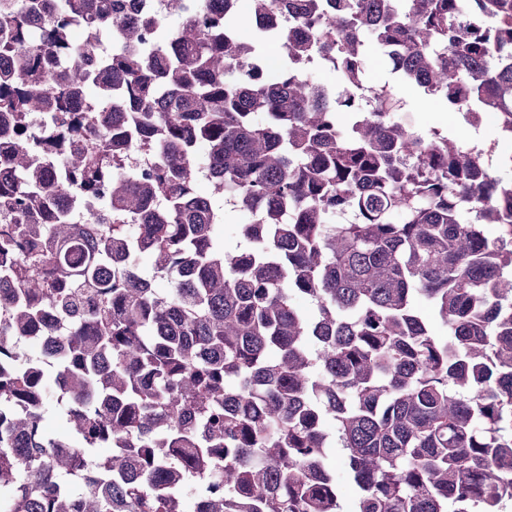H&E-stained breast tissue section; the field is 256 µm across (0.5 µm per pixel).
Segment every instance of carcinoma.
I'll use <instances>...</instances> for the list:
<instances>
[{"mask_svg":"<svg viewBox=\"0 0 512 512\" xmlns=\"http://www.w3.org/2000/svg\"><path fill=\"white\" fill-rule=\"evenodd\" d=\"M251 2L304 29L255 27L279 67L240 39L239 0H0V512H182L191 486L201 512H343L329 420L356 512H512V180L496 144L362 88L371 41L512 137V0ZM202 160L253 216L234 255ZM51 306L63 362L19 363Z\"/></svg>","mask_w":512,"mask_h":512,"instance_id":"obj_1","label":"carcinoma"}]
</instances>
